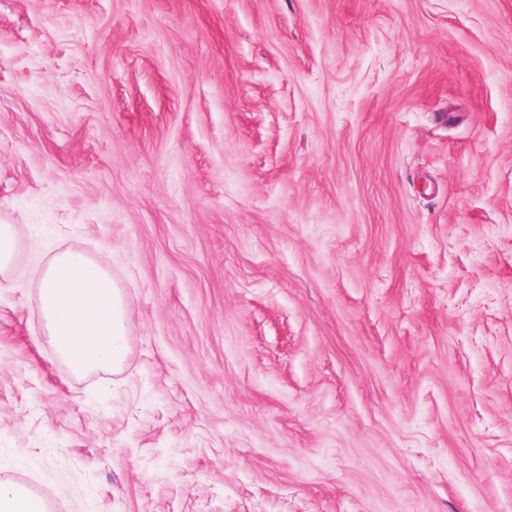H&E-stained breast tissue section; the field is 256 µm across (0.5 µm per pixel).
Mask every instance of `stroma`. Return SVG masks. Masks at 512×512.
<instances>
[{"instance_id": "obj_1", "label": "stroma", "mask_w": 512, "mask_h": 512, "mask_svg": "<svg viewBox=\"0 0 512 512\" xmlns=\"http://www.w3.org/2000/svg\"><path fill=\"white\" fill-rule=\"evenodd\" d=\"M0 485L52 512H512V0H0ZM126 297L73 373L32 269ZM18 246L16 225L2 222L0 224V278L8 280V273Z\"/></svg>"}]
</instances>
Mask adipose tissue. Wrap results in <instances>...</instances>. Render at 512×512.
Masks as SVG:
<instances>
[{"label": "adipose tissue", "mask_w": 512, "mask_h": 512, "mask_svg": "<svg viewBox=\"0 0 512 512\" xmlns=\"http://www.w3.org/2000/svg\"><path fill=\"white\" fill-rule=\"evenodd\" d=\"M33 276L46 334L71 369L83 373L121 365L126 305L108 270L82 251L67 250L35 268Z\"/></svg>", "instance_id": "1"}]
</instances>
